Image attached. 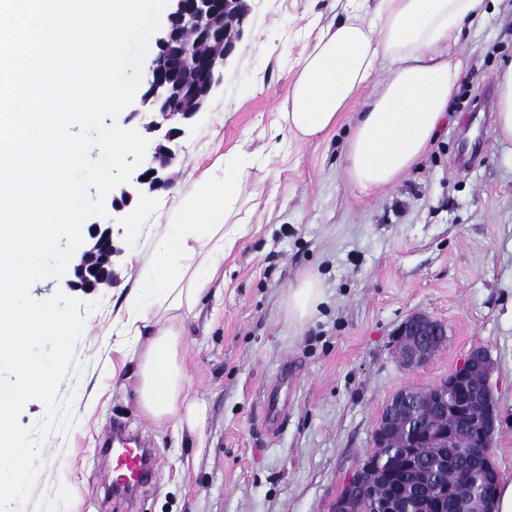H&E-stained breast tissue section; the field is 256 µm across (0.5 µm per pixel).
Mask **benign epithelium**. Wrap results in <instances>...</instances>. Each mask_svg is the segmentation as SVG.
I'll return each instance as SVG.
<instances>
[{"label":"benign epithelium","instance_id":"7a95c632","mask_svg":"<svg viewBox=\"0 0 512 512\" xmlns=\"http://www.w3.org/2000/svg\"><path fill=\"white\" fill-rule=\"evenodd\" d=\"M173 10L156 39V52L142 70L141 84L130 108L147 112L151 120L145 133L158 134L162 142L155 146L153 159L140 166L130 181L117 187L110 208L122 211L135 198L166 187L176 154L167 143L183 134L182 125L207 105L215 88L223 81L224 67L241 39L247 0H173ZM89 241L74 255L73 280L76 288H97L112 281V256L116 252L112 230L100 224L88 227ZM442 323L425 313H415L395 332L396 351L401 363L417 367L426 363L437 348L426 341L430 331ZM481 370L482 382L473 398L483 401L485 413L478 427L463 426L457 440L459 448H475L481 457H491L497 430V402L492 385L495 363L482 347L473 348L462 363L432 388L436 403L456 416L466 414L469 400L462 395L448 399V391L474 370ZM403 402L395 393L385 405L373 434V447L385 448L392 435L390 414ZM355 488V475L346 480L334 502L333 512H349Z\"/></svg>","mask_w":512,"mask_h":512}]
</instances>
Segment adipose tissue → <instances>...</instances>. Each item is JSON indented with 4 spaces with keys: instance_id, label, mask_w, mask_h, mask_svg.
Segmentation results:
<instances>
[{
    "instance_id": "obj_1",
    "label": "adipose tissue",
    "mask_w": 512,
    "mask_h": 512,
    "mask_svg": "<svg viewBox=\"0 0 512 512\" xmlns=\"http://www.w3.org/2000/svg\"><path fill=\"white\" fill-rule=\"evenodd\" d=\"M496 3L378 0L369 22H342L319 38L284 104V124L301 139L321 136L380 61L390 60L389 76L366 102L344 162L362 193L396 181L426 151L459 83L460 61L439 45L453 44L467 20ZM243 180V168L228 160L220 181L201 183L156 241L117 319L142 411L178 433H203L205 405L192 395L181 360L185 322L245 233L244 225L229 221Z\"/></svg>"
}]
</instances>
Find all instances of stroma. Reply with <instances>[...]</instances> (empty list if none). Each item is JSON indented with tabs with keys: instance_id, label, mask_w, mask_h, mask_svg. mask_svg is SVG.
I'll return each mask as SVG.
<instances>
[{
	"instance_id": "stroma-1",
	"label": "stroma",
	"mask_w": 512,
	"mask_h": 512,
	"mask_svg": "<svg viewBox=\"0 0 512 512\" xmlns=\"http://www.w3.org/2000/svg\"><path fill=\"white\" fill-rule=\"evenodd\" d=\"M243 36L221 87L174 142L173 184L134 199L112 227V282L84 291L35 282L95 303L75 348V424L49 436L35 496L72 493L67 512H330L344 479L370 452L397 391L448 376L476 346L495 362L492 459L512 480V144L493 134L496 73L512 59V0L465 23L452 54L459 87L427 152L370 195L351 183L344 153L364 102L386 79L382 63L323 136L298 139L281 120L300 60L342 0H248ZM239 159L247 179L234 221L248 233L224 258V278L187 322L191 389L207 404L204 443L153 423L122 363L115 319L152 257L167 216L203 179ZM138 224L130 233V224ZM321 300L297 322L288 290L303 275ZM415 312L442 321L443 348L425 366L401 365L394 333ZM279 384L288 412L276 434L257 420ZM152 440L161 460L137 500H116L99 453L113 422Z\"/></svg>"
}]
</instances>
